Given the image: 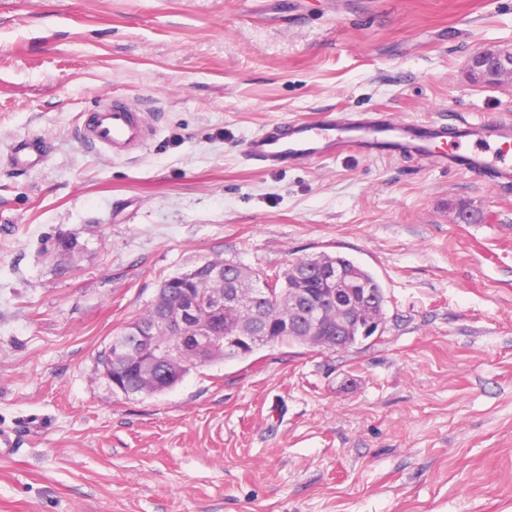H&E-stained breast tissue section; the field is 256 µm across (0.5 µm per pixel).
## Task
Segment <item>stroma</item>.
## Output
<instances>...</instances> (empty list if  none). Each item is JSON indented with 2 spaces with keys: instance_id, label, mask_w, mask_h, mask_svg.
Instances as JSON below:
<instances>
[{
  "instance_id": "1",
  "label": "stroma",
  "mask_w": 512,
  "mask_h": 512,
  "mask_svg": "<svg viewBox=\"0 0 512 512\" xmlns=\"http://www.w3.org/2000/svg\"><path fill=\"white\" fill-rule=\"evenodd\" d=\"M510 47L512 0H0V512H512V191L399 152L245 157L281 121L512 118L467 71ZM112 95L154 125L122 157L83 138ZM324 253L381 283V341L153 396L103 376L164 278Z\"/></svg>"
}]
</instances>
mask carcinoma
I'll return each mask as SVG.
<instances>
[{
	"label": "carcinoma",
	"mask_w": 512,
	"mask_h": 512,
	"mask_svg": "<svg viewBox=\"0 0 512 512\" xmlns=\"http://www.w3.org/2000/svg\"><path fill=\"white\" fill-rule=\"evenodd\" d=\"M334 265L340 268L343 277L354 278L370 287L375 301L373 311H384L386 296L381 284L370 272L341 255L322 254L315 258L294 259L284 270L264 276L241 265L226 262L224 287L248 296L251 294L248 285L261 280L271 295L268 306L264 308L258 302L251 306L226 307L221 314L205 311L206 320L215 324V331L211 336H197L191 325L163 332L165 341L176 347L173 363L157 364L150 373L142 371V357L131 349L134 339L120 335L112 337V363L129 366L124 384L126 395H156L158 390L153 383L155 378L160 379L169 390L180 383L193 368L208 366L219 360L247 358L257 352L252 345L238 343L235 340L237 335L255 336L265 332L268 335L267 342L264 343L266 347L292 342L328 350H334L338 345L345 350L350 348L354 336H347L338 343L334 338L328 340L312 335L306 326V318L299 310L288 314L290 289L300 287L302 280L318 282L322 269ZM176 300L177 296L169 293L164 305L150 303L139 320L149 324L156 323L164 316V308L172 307Z\"/></svg>",
	"instance_id": "cac0c4a2"
}]
</instances>
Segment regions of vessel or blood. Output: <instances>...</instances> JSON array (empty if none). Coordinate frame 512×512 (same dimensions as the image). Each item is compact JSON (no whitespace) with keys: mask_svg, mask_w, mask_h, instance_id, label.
I'll return each mask as SVG.
<instances>
[{"mask_svg":"<svg viewBox=\"0 0 512 512\" xmlns=\"http://www.w3.org/2000/svg\"><path fill=\"white\" fill-rule=\"evenodd\" d=\"M152 132L148 117L117 96L99 102L86 127L88 139L117 156L142 148ZM394 151L434 158L444 169L491 170L498 185H512L511 118L464 120L451 135L438 121L285 122L257 133L247 145L248 159L268 169L287 160L324 161L347 152L382 155Z\"/></svg>","mask_w":512,"mask_h":512,"instance_id":"1","label":"vessel or blood"}]
</instances>
